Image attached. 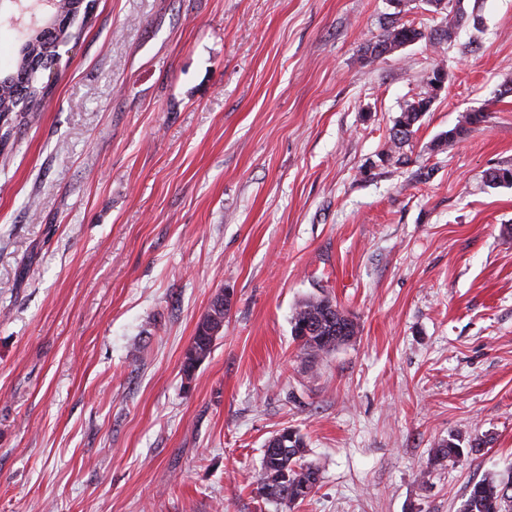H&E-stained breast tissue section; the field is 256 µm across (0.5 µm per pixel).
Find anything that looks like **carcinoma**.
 Masks as SVG:
<instances>
[{
	"mask_svg": "<svg viewBox=\"0 0 512 512\" xmlns=\"http://www.w3.org/2000/svg\"><path fill=\"white\" fill-rule=\"evenodd\" d=\"M434 12L445 15V24L426 31L412 24L401 23L399 12L385 17L382 32L364 49L365 60L374 62L384 52L396 51L407 43L426 41L435 48L452 38L455 29L465 17L462 0H427ZM94 8V0H56L46 23L55 26V39L62 43L79 38L74 26L81 18H87ZM19 63L13 73L0 77V119H8L14 112H37L44 100L52 94V84L43 80L46 67H34L37 61L45 60L51 66L58 63V51L45 39L37 28L28 30L18 48ZM433 96L426 92L407 104L389 134V150L399 149L409 142L415 126L430 110ZM484 112H465L458 124L443 135L446 141L462 137L468 127L486 122ZM488 180L494 186H512V164L491 169ZM327 296H313L301 300L291 315V326L303 322L318 326V331L301 345V351L311 359H317L350 342L358 335L360 327L354 317L341 308L336 316L328 317ZM294 441L286 448H267L264 451L261 471L257 479L260 495L280 505L291 506L314 495L319 482L304 461L306 445L296 431H291ZM437 459H454L463 454L460 445L450 438L432 449ZM461 512H512V476L505 479L488 477L475 482L462 505Z\"/></svg>",
	"mask_w": 512,
	"mask_h": 512,
	"instance_id": "carcinoma-1",
	"label": "carcinoma"
}]
</instances>
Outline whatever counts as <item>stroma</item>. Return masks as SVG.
<instances>
[{
  "label": "stroma",
  "mask_w": 512,
  "mask_h": 512,
  "mask_svg": "<svg viewBox=\"0 0 512 512\" xmlns=\"http://www.w3.org/2000/svg\"><path fill=\"white\" fill-rule=\"evenodd\" d=\"M463 7L442 47L367 63L388 0H97L42 111L0 122V512H460L512 473V186L486 181L512 0ZM311 295L360 324L313 362ZM287 426L321 471L289 508L255 482ZM433 100V96H431L427 90L424 95L419 96L413 102L407 104L402 110L399 119L394 124L389 134L388 150L390 154H392L394 149H400L409 142L414 133V126L426 112H429ZM403 127H405V129H402Z\"/></svg>",
  "instance_id": "1"
}]
</instances>
